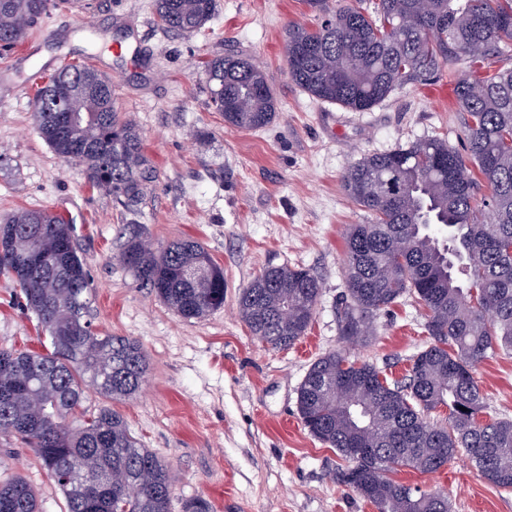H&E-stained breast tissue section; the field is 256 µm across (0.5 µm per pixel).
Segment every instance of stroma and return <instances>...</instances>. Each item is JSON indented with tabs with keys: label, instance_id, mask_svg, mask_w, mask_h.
Instances as JSON below:
<instances>
[{
	"label": "stroma",
	"instance_id": "35a3bbf8",
	"mask_svg": "<svg viewBox=\"0 0 512 512\" xmlns=\"http://www.w3.org/2000/svg\"><path fill=\"white\" fill-rule=\"evenodd\" d=\"M152 3L92 0L88 12L79 2L53 6L29 28L26 57L0 51V221L35 209L73 225L91 277L94 328L129 337L146 353L141 392L115 408L143 447L171 466L172 512L198 495L216 512H376L338 483L343 460L304 428L297 391L327 352L344 351L398 379L427 343L423 311L407 294L377 314L375 336L344 344L343 234L368 214L347 196L341 177L360 158L412 141L460 146L454 83L443 75L354 112L312 98L288 74V25L311 29L323 19L306 0H217L213 18L192 35L163 30ZM84 13L95 33L79 28ZM110 44L121 45V54H99ZM230 51L252 58L277 97L276 117L263 129L226 127L208 103L198 65ZM87 63L111 78L116 109L138 126L157 170L130 209L93 189L81 166L59 158L33 119V73L47 79ZM131 231L156 248L199 240L224 271L223 308L188 321L143 287L121 259ZM270 265L309 269L321 283L306 335L287 349L258 341L237 311L242 289ZM1 348L44 349L35 316L4 272ZM477 378L487 413L512 419V355L490 356ZM19 475L38 492L40 512H67L35 450L0 435V484ZM395 479L443 491L451 512H512V490L484 480L463 454L438 472L404 469Z\"/></svg>",
	"mask_w": 512,
	"mask_h": 512
}]
</instances>
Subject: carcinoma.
Returning a JSON list of instances; mask_svg holds the SVG:
<instances>
[{
  "label": "carcinoma",
  "mask_w": 512,
  "mask_h": 512,
  "mask_svg": "<svg viewBox=\"0 0 512 512\" xmlns=\"http://www.w3.org/2000/svg\"><path fill=\"white\" fill-rule=\"evenodd\" d=\"M48 3L0 0V48L19 43ZM307 3L325 19L315 29L288 27L285 47L289 76L309 95L364 111L446 72L464 113L463 149L445 139L418 140L362 157L342 179L371 221L345 235L341 336L372 335L377 313L410 293L424 311L429 344L400 380L329 352L298 390L304 427L347 462L336 475L340 483L377 512H450L444 492L415 494L389 474L435 473L463 448L482 478L512 489V420L479 418L485 396L476 379L491 355L512 354V64H505L512 58V0H430L424 14L414 11V0H377L372 11ZM215 9L216 0H154L155 16L171 32L203 28ZM203 72L226 126L255 130L272 122L278 101L252 59L230 52L207 61ZM69 74L107 88L67 98V111L81 117L75 127L60 118L53 94ZM111 87L88 65L60 69L36 94L37 127L61 159L77 160L91 186L129 207L156 170L138 129L118 115ZM482 182L487 195L479 193ZM14 228L23 235L11 248L47 265L15 271L5 254L0 267L13 274L49 347L0 349V433L36 449L67 512H171V468L141 447L119 412L105 405L69 421L88 388L107 401L140 393L148 370L142 347L94 331L91 278L71 224L24 210L1 223L0 234ZM122 260L185 319L224 306V271L192 238L151 251L132 235ZM320 291L306 269L269 266L242 290L238 312L252 336L286 349L306 334ZM33 401L44 413L29 424ZM441 409L444 420L431 418ZM0 512H39L36 492L20 477L0 484Z\"/></svg>",
  "instance_id": "1"
}]
</instances>
